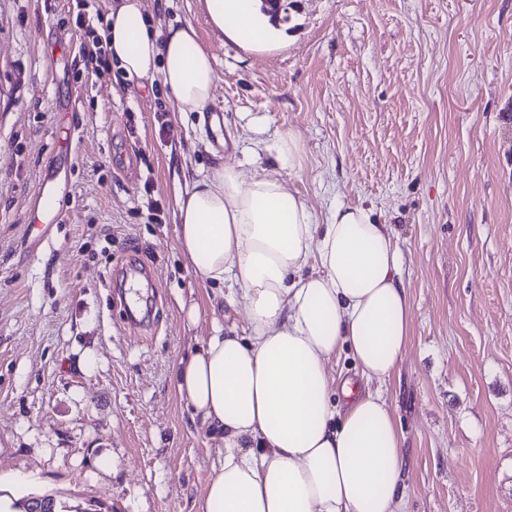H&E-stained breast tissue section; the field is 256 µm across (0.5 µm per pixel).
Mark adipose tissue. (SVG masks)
Wrapping results in <instances>:
<instances>
[{
    "label": "adipose tissue",
    "mask_w": 512,
    "mask_h": 512,
    "mask_svg": "<svg viewBox=\"0 0 512 512\" xmlns=\"http://www.w3.org/2000/svg\"><path fill=\"white\" fill-rule=\"evenodd\" d=\"M213 23L244 47L270 41L260 0H206ZM109 57L130 80L159 79L175 111L213 101L215 59L193 26L151 27L141 0L108 16ZM178 238L194 274L242 301L247 335L215 328L179 360L193 420L224 460L200 512H396L402 432L384 385L410 341L401 250L372 209L339 203L318 217L276 170L244 177L224 161L176 197ZM348 350L369 390L331 399V360Z\"/></svg>",
    "instance_id": "ef3b65f1"
}]
</instances>
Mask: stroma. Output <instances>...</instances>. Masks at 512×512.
Listing matches in <instances>:
<instances>
[{
	"instance_id": "1",
	"label": "stroma",
	"mask_w": 512,
	"mask_h": 512,
	"mask_svg": "<svg viewBox=\"0 0 512 512\" xmlns=\"http://www.w3.org/2000/svg\"><path fill=\"white\" fill-rule=\"evenodd\" d=\"M113 2L0 0V475L28 474L18 505L195 512L219 442L173 371L248 319L189 268L175 199L220 161L252 173L251 125L298 135L281 176L313 210L371 207L398 237V512H512V0H294L258 48L205 0H142L215 57L219 126L88 61Z\"/></svg>"
}]
</instances>
